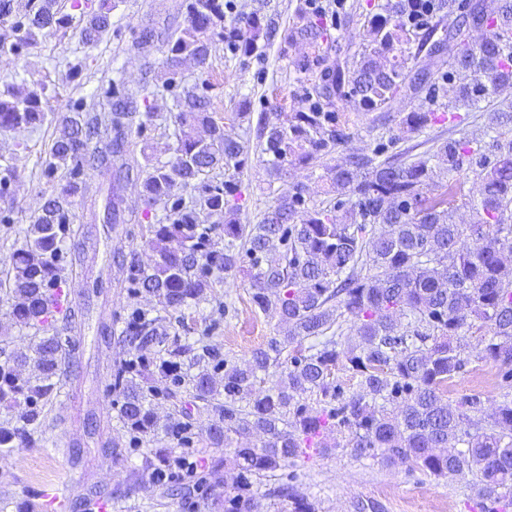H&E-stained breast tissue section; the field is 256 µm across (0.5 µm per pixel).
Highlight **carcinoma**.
I'll use <instances>...</instances> for the list:
<instances>
[{"mask_svg":"<svg viewBox=\"0 0 512 512\" xmlns=\"http://www.w3.org/2000/svg\"><path fill=\"white\" fill-rule=\"evenodd\" d=\"M55 5L56 0H0V19L17 18L14 49L31 44L38 31L69 24ZM116 7V0H100L81 29L85 42L98 41L110 29ZM183 7L184 26L167 37L169 73L187 59L206 65L216 37L245 56L259 49L265 30L260 14L227 25L224 0H184ZM412 10L410 0H387L382 13L365 19L368 43L362 51L327 68L316 102L259 131L267 164L278 173L290 159L309 165L351 139L348 121L321 111L322 104L344 101L356 112H375L400 93L418 100L417 109L401 118L398 133L377 141L371 153L324 166L321 178L333 193L326 203L308 205L305 186L297 184L259 223H241L239 209L228 200L238 185L206 176L220 164L238 165L244 146L213 119L209 98L195 87L175 97L174 161L151 167L143 181L145 203L163 205L165 217L151 225L146 240L153 263L131 264V287L154 296L168 313H179L205 299L213 272L228 274L246 261L253 270V302L286 326L282 339H272L269 349L254 352L243 367L228 364L210 344L179 346L159 361V371L177 386H190L193 398L212 414L210 444L220 447L233 434H263L261 447L234 449L237 493L225 498L227 512H251V499L243 495L250 478L321 447L324 433L335 428L349 432L356 452L383 449L388 466L476 477L478 494L488 501L482 512L512 508V400L498 405L482 426L470 416L480 411L479 395H464L454 405L444 395L448 381L468 363L461 350L475 319L492 332L475 358L496 363L512 381V106L471 136L444 138L411 161L387 155L390 147L439 121L429 105L447 94L451 122L461 118L459 110L473 112L512 85V0L461 4L445 30V40L455 47L446 71L441 64L434 70L417 66L422 52L437 50L431 35L444 18L411 28L405 17ZM473 28L485 30L478 41L470 38ZM42 95L13 88L1 93L0 129L43 124ZM148 96L109 94L104 112L86 113L82 104H73L74 115L62 118L44 172L51 176L72 162L70 177L77 176L91 140L113 132L106 150L94 156L98 167L111 169L112 157L123 155L125 131L143 126L141 116H149L140 112ZM470 174L480 180L476 197L464 192ZM443 182L445 196L427 195L425 189ZM187 188L198 192L192 208L176 194ZM76 191L77 182L70 181L47 199L11 256L9 316L35 336L25 355L0 347V403L17 410L16 425L0 427V459L15 442L31 441L28 427L45 421L42 406L72 365L60 330L78 323L82 311L70 306L58 318L50 305ZM198 207L224 218L221 234L198 223ZM462 208L472 214L468 223L456 220ZM338 310L353 320L354 347L345 351L331 336L315 352L293 357L285 378L267 392L256 387L258 373L278 364L281 346L325 335ZM157 321L135 311L130 343L141 347L151 341ZM341 362L359 377L361 392L346 396L336 384ZM221 370L220 389L214 373ZM116 378L123 386L120 418L131 432L187 441L188 415L160 420L131 364H120ZM307 392L322 397L320 410L312 413L297 400ZM278 494L294 504V512H314L297 490L282 487Z\"/></svg>","mask_w":512,"mask_h":512,"instance_id":"cac0c4a2","label":"carcinoma"}]
</instances>
